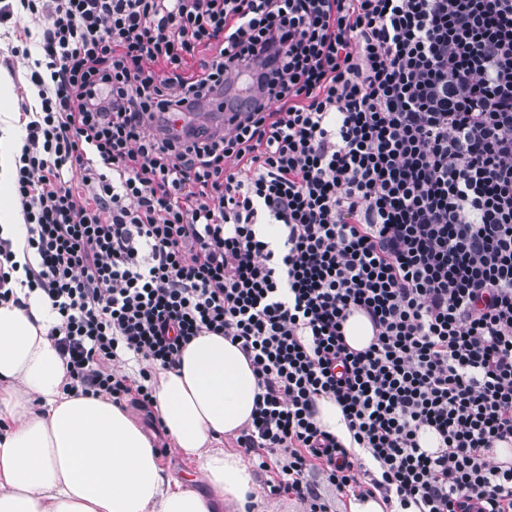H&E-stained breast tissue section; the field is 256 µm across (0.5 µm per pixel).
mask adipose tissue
Wrapping results in <instances>:
<instances>
[{
	"label": "adipose tissue",
	"mask_w": 512,
	"mask_h": 512,
	"mask_svg": "<svg viewBox=\"0 0 512 512\" xmlns=\"http://www.w3.org/2000/svg\"><path fill=\"white\" fill-rule=\"evenodd\" d=\"M21 147L14 116L1 112V194ZM0 237L19 264L11 286L27 302H0V512H262L251 469L222 442L250 422L258 392L237 345L196 337L177 368L156 373L154 408L176 451L197 463L200 492L165 472L125 406L67 392L66 365L48 335L55 315L27 286L26 228L7 207Z\"/></svg>",
	"instance_id": "obj_1"
}]
</instances>
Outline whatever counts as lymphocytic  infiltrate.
<instances>
[{
    "label": "lymphocytic infiltrate",
    "instance_id": "obj_1",
    "mask_svg": "<svg viewBox=\"0 0 512 512\" xmlns=\"http://www.w3.org/2000/svg\"><path fill=\"white\" fill-rule=\"evenodd\" d=\"M26 16L49 24L10 50L38 100L14 199L68 392L153 407L156 369L215 334L257 379L236 443L270 494L328 512L314 473L512 512L486 458L512 442V0H0ZM325 397L378 470L318 426ZM346 340L355 349L367 347L372 338V326L362 313L354 312L350 315L345 326Z\"/></svg>",
    "mask_w": 512,
    "mask_h": 512
}]
</instances>
